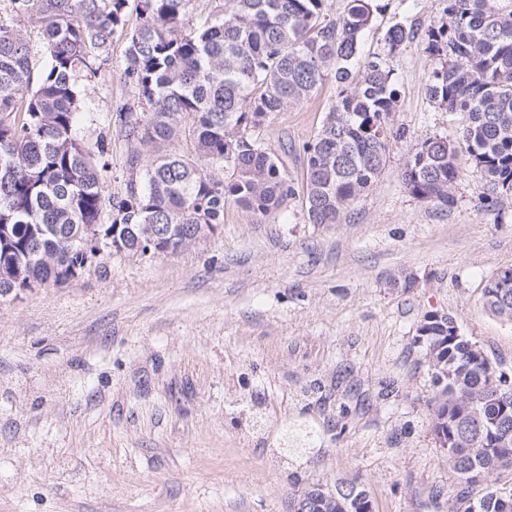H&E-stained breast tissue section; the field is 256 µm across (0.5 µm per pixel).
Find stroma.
<instances>
[{"instance_id": "1", "label": "stroma", "mask_w": 512, "mask_h": 512, "mask_svg": "<svg viewBox=\"0 0 512 512\" xmlns=\"http://www.w3.org/2000/svg\"><path fill=\"white\" fill-rule=\"evenodd\" d=\"M378 5L363 51L385 56L401 98L386 166L340 223H309L299 195L264 218L229 201L184 251L114 255L0 300V512H288L340 482L373 512H461L416 336L448 316L512 374V323L483 305L512 267V196L488 201L463 157L448 205L408 192L407 159L428 137L455 139L458 121L427 94L430 58L383 40L394 23H428L438 0ZM123 49L78 78V134L107 143L108 196L128 157L110 123L132 96ZM335 96L327 79L257 131L289 145L294 184Z\"/></svg>"}]
</instances>
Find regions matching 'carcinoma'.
<instances>
[{
	"label": "carcinoma",
	"mask_w": 512,
	"mask_h": 512,
	"mask_svg": "<svg viewBox=\"0 0 512 512\" xmlns=\"http://www.w3.org/2000/svg\"><path fill=\"white\" fill-rule=\"evenodd\" d=\"M0 12V288L64 285L111 254L176 253L224 223L231 200L257 215L281 209L296 190L284 159L256 135L267 119L300 103L326 79L340 88L306 148L305 209L311 224H338L376 182L387 162L389 117L401 94L380 55L362 57L374 0H347L335 19L325 0H136L140 22L128 23L129 0H7ZM24 15L41 30L47 67L33 77L34 48L14 31ZM124 42L123 79L133 90L115 120L131 147L121 196L105 197L97 158L104 145L77 136L83 91L76 74L96 75ZM419 42L433 60L430 99L458 115L457 139H424L407 160L403 181L419 199L448 204L465 154L488 195L512 194V0H442L418 34L394 24L388 53ZM193 150L175 144L184 136ZM147 163H142L143 154ZM109 221H104V212ZM134 230L119 247L98 254L73 238ZM144 224L164 231L153 239ZM512 322V290L497 276L484 302ZM426 356L448 349V381L434 398L432 427L466 431L448 449V466L464 483L466 512H512V487L485 481L512 472V387L493 384L498 367L466 337L436 327L423 340ZM499 418L489 431L478 424ZM371 505L366 490L340 484L311 488L292 512H350L345 495Z\"/></svg>",
	"instance_id": "1"
}]
</instances>
